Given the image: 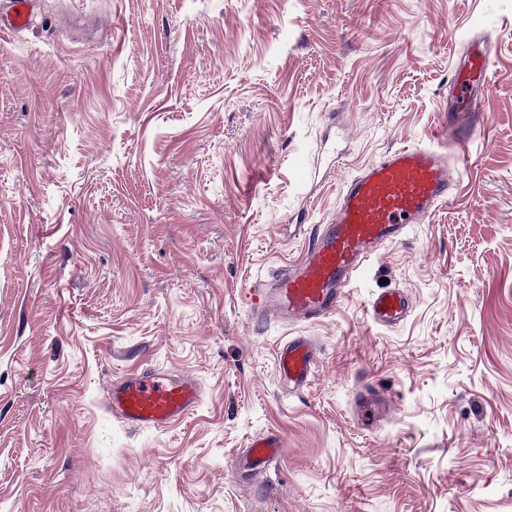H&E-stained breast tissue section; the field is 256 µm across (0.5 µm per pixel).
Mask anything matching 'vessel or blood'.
Returning <instances> with one entry per match:
<instances>
[{
    "label": "vessel or blood",
    "mask_w": 512,
    "mask_h": 512,
    "mask_svg": "<svg viewBox=\"0 0 512 512\" xmlns=\"http://www.w3.org/2000/svg\"><path fill=\"white\" fill-rule=\"evenodd\" d=\"M30 0H0V34L26 30ZM492 85L489 62L455 81L451 91L469 105ZM450 127H443L431 146H402L387 151L347 179L326 224L320 225L304 255L283 272L255 284L250 303L259 318L274 315L288 323L326 318L340 304L346 286L359 276L379 247L401 239L408 225L425 223L448 200L458 182V168L448 161ZM408 310L405 293L376 294L367 313L377 323L393 325ZM316 351L303 336L283 343L276 353L278 379L295 387L309 382L316 368ZM203 389L192 374H172L148 366L113 380L106 407L127 425L162 430L189 417L202 400ZM284 446L273 431L252 437L246 460L264 463L278 457Z\"/></svg>",
    "instance_id": "obj_1"
}]
</instances>
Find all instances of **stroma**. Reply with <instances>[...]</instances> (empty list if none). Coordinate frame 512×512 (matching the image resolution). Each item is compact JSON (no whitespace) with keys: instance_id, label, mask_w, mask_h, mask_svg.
<instances>
[{"instance_id":"35a3bbf8","label":"stroma","mask_w":512,"mask_h":512,"mask_svg":"<svg viewBox=\"0 0 512 512\" xmlns=\"http://www.w3.org/2000/svg\"><path fill=\"white\" fill-rule=\"evenodd\" d=\"M445 123L448 201L330 317L256 321L343 182ZM387 289L394 326L366 312ZM147 364L204 387L164 431L104 406ZM271 430L283 455L240 469ZM0 512H512V0H38L0 37ZM491 85L492 74L488 56L485 55L483 62L478 68L472 69L471 67L468 78L462 81H455L452 84L451 91L457 97H461L462 100L466 101L472 108L480 99L477 96H474V92H484L488 90ZM407 295L398 290L376 294L368 304L367 314L377 323L393 325L400 322L408 310ZM316 363V351L311 342L307 337L295 336L277 350L275 370L281 382L295 387L310 381Z\"/></svg>"}]
</instances>
